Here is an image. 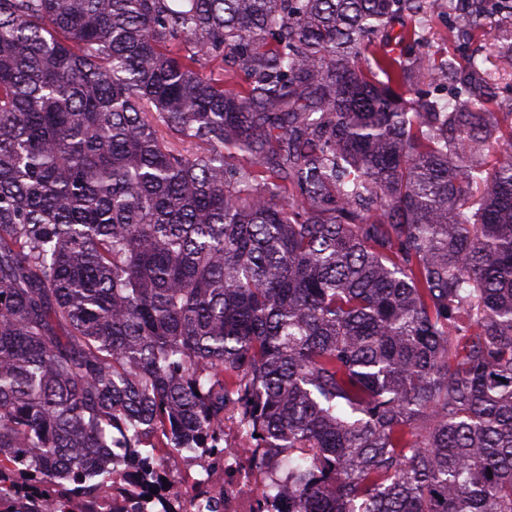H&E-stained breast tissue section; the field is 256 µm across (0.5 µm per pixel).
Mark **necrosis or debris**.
Instances as JSON below:
<instances>
[{
	"mask_svg": "<svg viewBox=\"0 0 512 512\" xmlns=\"http://www.w3.org/2000/svg\"><path fill=\"white\" fill-rule=\"evenodd\" d=\"M243 439L235 419H225L223 460L190 458L203 472L202 488L171 478L156 485L148 497L136 482L121 491L123 512H161L166 505L174 512H198L197 503L203 499L221 503L222 512H288L287 479L277 478L276 464H259L257 451L244 445ZM274 480L279 483L276 495L264 497V489Z\"/></svg>",
	"mask_w": 512,
	"mask_h": 512,
	"instance_id": "1",
	"label": "necrosis or debris"
}]
</instances>
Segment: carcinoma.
<instances>
[{
    "label": "carcinoma",
    "mask_w": 512,
    "mask_h": 512,
    "mask_svg": "<svg viewBox=\"0 0 512 512\" xmlns=\"http://www.w3.org/2000/svg\"><path fill=\"white\" fill-rule=\"evenodd\" d=\"M438 7L0 0V512L226 410L294 512H512V161ZM435 14L429 25V38L431 42V58L436 61L452 59L457 57L460 63H464L462 56L458 54L457 47L459 42L453 37L448 36V18L443 12Z\"/></svg>",
    "instance_id": "obj_1"
}]
</instances>
